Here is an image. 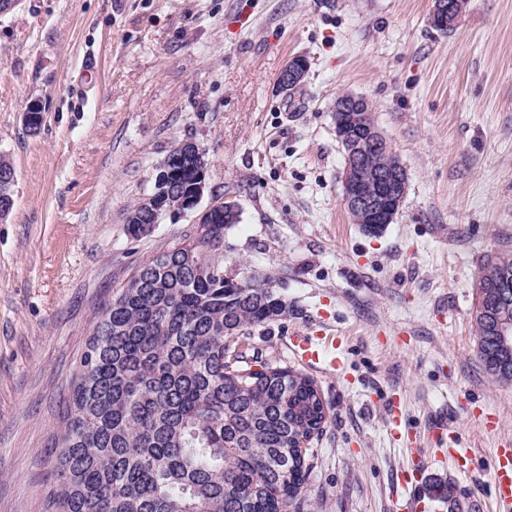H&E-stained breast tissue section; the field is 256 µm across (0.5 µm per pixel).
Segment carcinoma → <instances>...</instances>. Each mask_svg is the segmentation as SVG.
Wrapping results in <instances>:
<instances>
[{
    "mask_svg": "<svg viewBox=\"0 0 512 512\" xmlns=\"http://www.w3.org/2000/svg\"><path fill=\"white\" fill-rule=\"evenodd\" d=\"M395 156L369 150V180ZM13 167L0 158V206L13 205ZM240 212L141 264L104 302L54 438L56 483L44 512H299L306 450L326 412L314 382L268 362L247 364L248 332L288 315L261 278L224 274V230ZM152 223L133 205L136 238ZM477 291L512 284V254L490 257ZM483 303L477 353L497 383L512 373Z\"/></svg>",
    "mask_w": 512,
    "mask_h": 512,
    "instance_id": "cac0c4a2",
    "label": "carcinoma"
}]
</instances>
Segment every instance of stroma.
<instances>
[{"mask_svg": "<svg viewBox=\"0 0 512 512\" xmlns=\"http://www.w3.org/2000/svg\"><path fill=\"white\" fill-rule=\"evenodd\" d=\"M432 5L17 0L0 15V155L15 170L0 221V512H44L51 439L103 302L193 228L190 213L136 239L125 224L183 139L211 162L202 206L241 212L225 273L266 277L288 301L251 345L313 379L325 404L300 512H393L401 470L447 479L452 430L471 455L452 494L490 512L512 384L485 372L473 310L483 263L512 252V0H466L448 32L431 27ZM297 55L305 83L281 92ZM347 92L370 101L407 173L376 233L343 201L333 105ZM306 328L335 336L340 369L294 358L289 338Z\"/></svg>", "mask_w": 512, "mask_h": 512, "instance_id": "stroma-1", "label": "stroma"}]
</instances>
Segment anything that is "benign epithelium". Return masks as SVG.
<instances>
[{
	"mask_svg": "<svg viewBox=\"0 0 512 512\" xmlns=\"http://www.w3.org/2000/svg\"><path fill=\"white\" fill-rule=\"evenodd\" d=\"M465 6L464 0H456L448 3L446 0H435L433 15L445 20L448 14L460 13ZM309 63L305 60L292 58L287 62L278 77V87L297 90L303 84L308 73ZM349 110H361L363 114L357 117L359 124L365 129V135L357 145H350L346 152L347 164L342 173L343 200L346 208L357 215V223L363 224L371 230H377L391 223L402 204V196L399 194L403 185L404 168L396 163L392 167L378 174L371 183H364L355 176L356 168L362 165V154L367 150L390 151L389 145L376 126L370 121V103L362 97L353 94L346 95L335 102L334 111L346 112ZM177 153L167 155L160 164V173L156 178V186L152 193L144 200L145 210L155 215V220H160L166 214L176 215L193 213L194 223L209 224L213 210L218 204H212L204 209L199 208L201 199L208 187L210 175V163L202 149L191 139L180 141L176 147ZM174 163H182L195 170L194 183L191 194L187 196L183 205L178 210H160L158 201L160 197L174 190L175 183L170 180L171 166Z\"/></svg>",
	"mask_w": 512,
	"mask_h": 512,
	"instance_id": "1",
	"label": "benign epithelium"
}]
</instances>
